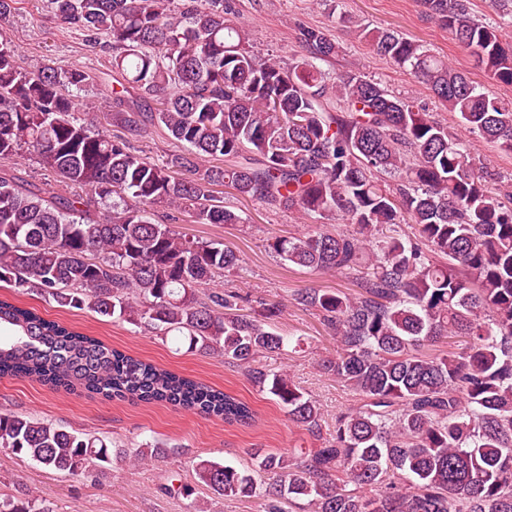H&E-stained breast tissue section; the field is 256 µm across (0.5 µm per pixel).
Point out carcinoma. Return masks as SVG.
I'll return each instance as SVG.
<instances>
[{
	"instance_id": "1",
	"label": "carcinoma",
	"mask_w": 512,
	"mask_h": 512,
	"mask_svg": "<svg viewBox=\"0 0 512 512\" xmlns=\"http://www.w3.org/2000/svg\"><path fill=\"white\" fill-rule=\"evenodd\" d=\"M59 26L112 54L115 138L95 115L75 116L90 72L24 66L0 38V283L61 307L178 336L224 356L289 420L320 442L253 453L252 467L199 457L197 482L263 512H512V195L448 127L364 75L338 77L326 109L315 61L339 51L329 30L298 29L308 56L285 65L249 48L228 0H49ZM497 85L512 86V44L467 0H419ZM104 33L108 40L98 41ZM379 57L413 73L471 133L512 155V101L481 87L402 34L354 25ZM152 100L154 112L145 111ZM151 125L184 151L162 163L132 141ZM35 156L60 192L2 169ZM223 158L224 165L204 166ZM188 171L191 179L179 177ZM323 223L274 237L283 260L355 276L360 292L308 288L294 303L336 337L324 373L354 403L323 436L318 402L260 359L289 338L272 303L236 313L234 291L199 293L242 259L222 243L174 234L168 208L194 224H242L214 187ZM0 378H31L107 399L167 403L246 424L245 402L0 300ZM465 338L462 347L451 339ZM448 341L434 355L422 348ZM0 449L46 469L96 480L163 448H125L32 416L0 412ZM0 512H52L36 496L0 499Z\"/></svg>"
}]
</instances>
